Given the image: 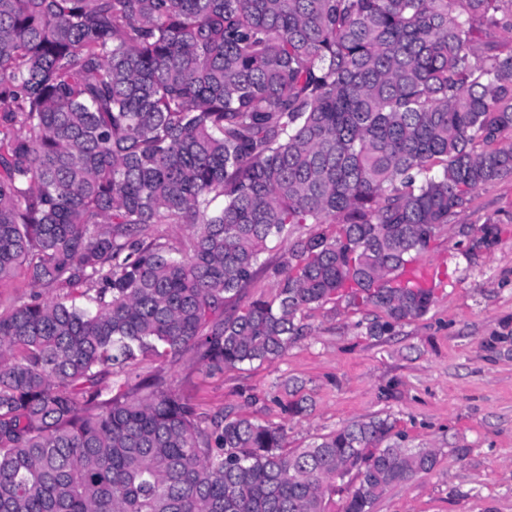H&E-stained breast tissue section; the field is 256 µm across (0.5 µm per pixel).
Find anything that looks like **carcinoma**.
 <instances>
[{
	"label": "carcinoma",
	"mask_w": 512,
	"mask_h": 512,
	"mask_svg": "<svg viewBox=\"0 0 512 512\" xmlns=\"http://www.w3.org/2000/svg\"><path fill=\"white\" fill-rule=\"evenodd\" d=\"M498 30L512 0H0V283L39 289L0 310V512H325L338 479L342 512H373L432 470L388 416L290 450L129 379L275 360L336 299L380 311L370 337L425 315L397 273L512 175Z\"/></svg>",
	"instance_id": "obj_1"
}]
</instances>
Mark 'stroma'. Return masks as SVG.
<instances>
[{
	"mask_svg": "<svg viewBox=\"0 0 512 512\" xmlns=\"http://www.w3.org/2000/svg\"><path fill=\"white\" fill-rule=\"evenodd\" d=\"M494 224L499 239L476 249ZM419 263L443 271L429 312L392 336H366L374 309L332 301L305 311L306 334L271 362L208 376L194 353L139 362L211 416L244 412L283 424L289 448L372 416L396 419L408 446L438 451L433 470L389 490L374 512H512V176L479 189ZM302 380L313 406L289 418L278 383Z\"/></svg>",
	"mask_w": 512,
	"mask_h": 512,
	"instance_id": "obj_1",
	"label": "stroma"
}]
</instances>
